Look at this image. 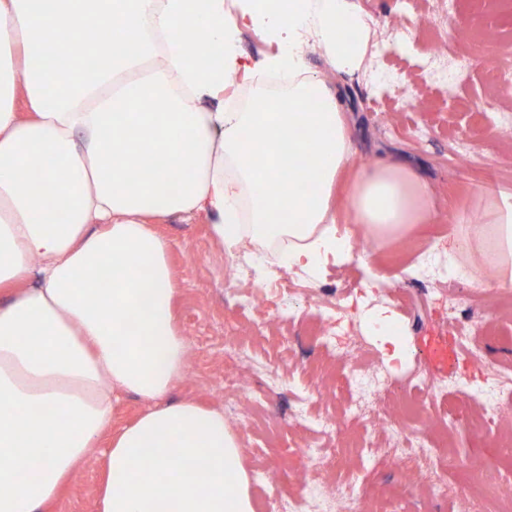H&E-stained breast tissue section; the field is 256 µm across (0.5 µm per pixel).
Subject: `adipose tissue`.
I'll return each instance as SVG.
<instances>
[{
  "instance_id": "ef3b65f1",
  "label": "adipose tissue",
  "mask_w": 512,
  "mask_h": 512,
  "mask_svg": "<svg viewBox=\"0 0 512 512\" xmlns=\"http://www.w3.org/2000/svg\"><path fill=\"white\" fill-rule=\"evenodd\" d=\"M237 5L230 17L224 0H0V512H47L95 453L99 512H254L223 413L167 399L187 343L172 245L151 219L202 215L226 252L283 240L287 267L354 261L374 281L357 229L395 241L436 217L416 171L356 164L342 99L301 75L306 37L336 70L361 61L349 0ZM244 21L276 47L254 67L239 60ZM257 69L287 74V96L207 109ZM450 248L511 285L512 199L490 200L480 232ZM127 394L145 407L114 426Z\"/></svg>"
}]
</instances>
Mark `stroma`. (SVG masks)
Returning <instances> with one entry per match:
<instances>
[{"label":"stroma","mask_w":512,"mask_h":512,"mask_svg":"<svg viewBox=\"0 0 512 512\" xmlns=\"http://www.w3.org/2000/svg\"><path fill=\"white\" fill-rule=\"evenodd\" d=\"M367 14L370 28L367 59L355 74L336 71L323 47L304 52L305 68L339 91L345 102V122L357 151L358 163L368 165L387 156L417 170L429 183L436 205L435 224L428 227V241L440 255L448 254L447 236L476 232L488 193H512V133L497 135L484 126L474 110L476 102L495 98L502 109L512 111V93L492 87L482 70H475L456 97H448L442 84L432 81L424 64L439 55L450 64L455 53L479 56L490 49L481 41L472 20L470 0H461L458 11L436 12V0H353ZM446 37L443 52L435 40ZM419 99L421 110L407 108L406 101ZM424 127L426 141H417L412 131ZM461 149L466 164L456 162L453 151ZM467 214L469 224L457 218ZM156 229L172 243V265L179 282L177 325L189 345L183 380L171 400L193 401L222 411L227 425L234 426L241 409L235 399L224 396V323L231 320L249 326L254 314L237 309L236 301H251L261 285L279 274L284 265L273 249L251 246L238 249L239 288L236 301H228L224 288L225 251L214 240L208 222L200 216L175 215L157 219ZM377 250L379 279L365 283L357 264L328 266L319 275L300 273L301 281L320 289L323 297L338 300L349 331L364 337L373 347L392 383L408 391L415 366L416 341L423 329L445 317L440 294L422 292L413 271L409 246L397 247L370 239ZM448 268L456 276L460 296L468 300L475 324L492 325L496 333L480 338L485 366L465 365L461 376L470 380L474 392L485 390V380L496 370H512V306L506 300L470 299V280H488L491 269L480 256H449ZM392 319L389 334L371 329L369 316ZM318 310L311 299L300 298L294 317H281L278 326L254 337L250 355L253 368L249 382L268 392L250 429L236 428L242 448V463L250 479L254 512H273L263 503L264 491L257 472L265 466L282 467L286 474L307 469L306 445L315 438L305 429L295 411L319 418L341 414L331 445L340 447L335 458V479L340 483L364 484L375 493L387 512H457L454 501L429 502L415 477L389 466L382 457L388 429L347 418L349 395L333 397L316 390L312 378L325 351L314 334ZM372 439L360 468H352L350 448L356 433ZM452 464H441L439 473L451 483L462 482L470 465L478 460L495 461L498 450L490 436L459 426L453 432ZM102 478L97 458H90L76 473L67 494L49 512H98L97 488Z\"/></svg>","instance_id":"stroma-1"}]
</instances>
